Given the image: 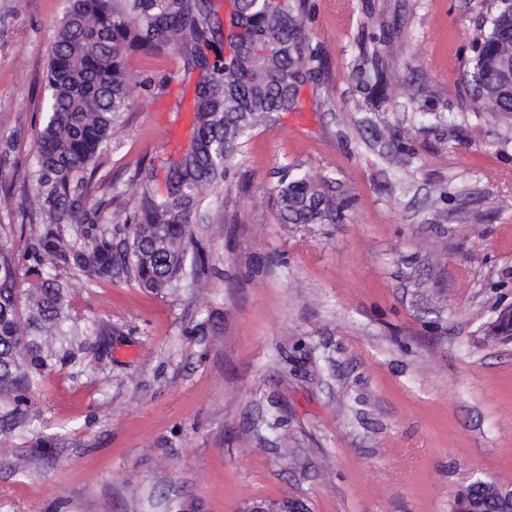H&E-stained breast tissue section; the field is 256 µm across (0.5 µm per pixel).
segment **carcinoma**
<instances>
[{"instance_id":"1","label":"carcinoma","mask_w":512,"mask_h":512,"mask_svg":"<svg viewBox=\"0 0 512 512\" xmlns=\"http://www.w3.org/2000/svg\"><path fill=\"white\" fill-rule=\"evenodd\" d=\"M484 38L474 46L471 82L494 111L512 116V0H496ZM310 0H69L57 27L48 68L46 116L36 131L37 168L31 174L32 214L43 226L30 244L35 276L25 285L20 259L0 241V391L20 392L36 353L50 347L68 318L66 288L44 276L65 266L102 279L118 270L140 287L162 293L186 271L206 265L204 248L191 232L210 223L204 202L223 193L242 139L281 113L300 109V91L323 68L312 47ZM173 53L177 80L194 82L188 106L190 135L184 150L162 161L164 186L154 184V164L139 174L134 211L124 237L84 229L88 195L102 147L130 105L126 53ZM364 73L382 91L390 75L378 57L365 59ZM281 224H334L352 197L327 178L288 168L275 193ZM76 232L64 238V228ZM493 483L471 482L455 508L509 512L512 500Z\"/></svg>"}]
</instances>
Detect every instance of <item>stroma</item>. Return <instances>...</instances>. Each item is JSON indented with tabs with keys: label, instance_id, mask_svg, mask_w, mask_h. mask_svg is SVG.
<instances>
[{
	"label": "stroma",
	"instance_id": "1",
	"mask_svg": "<svg viewBox=\"0 0 512 512\" xmlns=\"http://www.w3.org/2000/svg\"><path fill=\"white\" fill-rule=\"evenodd\" d=\"M325 67L303 109L249 132L193 233L204 272L155 294L69 269L79 334L0 393V512H453L482 478L512 489V121L472 90L492 0H311ZM66 0H0V239L19 255L25 178ZM391 75L372 98L354 63ZM176 55L132 54V104L96 180L129 216L139 167L168 156ZM336 179V224H281L283 168ZM304 504L296 498H285L281 500H257L249 504L244 512H304L301 507H296L298 503ZM304 506H306L304 504Z\"/></svg>",
	"mask_w": 512,
	"mask_h": 512
}]
</instances>
